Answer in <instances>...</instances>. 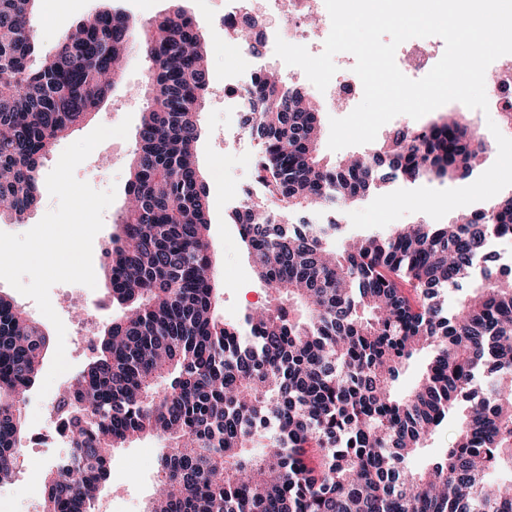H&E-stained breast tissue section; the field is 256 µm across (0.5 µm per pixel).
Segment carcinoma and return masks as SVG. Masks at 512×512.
Segmentation results:
<instances>
[{"mask_svg":"<svg viewBox=\"0 0 512 512\" xmlns=\"http://www.w3.org/2000/svg\"><path fill=\"white\" fill-rule=\"evenodd\" d=\"M37 0H0V217L36 208L38 172L55 142L100 106L134 50L148 59L147 106L130 158L128 205L105 252L124 313L64 386L69 468L44 477L43 512H86L112 482V452L162 442L145 512H512V273L487 278L456 312L441 292L470 275L487 236L512 234V196L451 226L409 224L329 249L276 223L265 202L233 214L253 271L270 291L242 326L217 314L209 187L197 162L209 90L207 47L175 5L134 35L102 10L33 64ZM307 91L265 72L245 125L262 141L257 178L288 206L352 203L393 178L461 179L486 142L462 118L397 128L379 149L329 165ZM42 324L0 294V482L13 478L19 407L48 348ZM429 349L417 384L406 362ZM465 400L448 447L417 464ZM430 357V351L423 350L407 362L397 383L399 391L406 392L414 386L416 380L426 368Z\"/></svg>","mask_w":512,"mask_h":512,"instance_id":"obj_1","label":"carcinoma"}]
</instances>
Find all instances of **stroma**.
<instances>
[{"mask_svg":"<svg viewBox=\"0 0 512 512\" xmlns=\"http://www.w3.org/2000/svg\"><path fill=\"white\" fill-rule=\"evenodd\" d=\"M180 6L199 25L211 54L210 92L199 114L201 136L198 142V161L210 189L209 240L215 257V275L221 290L220 309L228 322L242 321L256 305L265 303L267 290L253 273L248 252L243 244L237 224L224 208V197L233 193H248L255 181L252 162L260 149L254 135L245 134L237 146L224 143L225 129L243 128V111L233 110L225 100L224 80L246 72L252 62L275 69L279 59L272 52H261L258 60L239 56L236 48L225 43L219 27L224 13V0H39L31 16L39 55L52 54L62 36L80 20L91 17L102 8H111L127 14L136 21H145L172 8ZM148 74V64L139 54H131L125 72L111 89L107 99L89 120L74 133L58 141L44 161L40 173L48 175L57 164L62 151L97 126L113 127L124 117L140 121L146 106L142 89ZM458 112L466 124L488 145L484 167H491L498 154L496 140L487 126L482 111L471 109L458 101L439 107L420 119L399 115L392 119V126L421 128L435 120L437 115ZM135 146L134 137L110 138L99 144L90 156L75 170L78 180L87 182L99 191L115 189L114 202L104 211L102 230L93 241V267L97 284L88 288L81 284L59 283L50 290V300L66 327L65 353L71 365L70 373L60 375L56 386L66 384L71 374L79 373L91 360L93 352L89 341L81 339L79 324L81 313H93L94 332H101L118 308L112 303L106 286L103 269V250L113 232V220L125 201V190L130 177L129 160ZM370 197L353 204H327L295 208L285 212L289 224H328L336 222L339 231L330 240L333 248H340L345 240L360 236L354 228L350 212L366 207ZM160 443L156 438L145 437L132 441L112 454V470L119 479L117 486L105 489L100 501L106 512H143L144 506L155 489L157 457ZM50 452L45 448H22L15 468V482L19 491L15 497L18 512H29L33 498L43 494L44 463Z\"/></svg>","mask_w":512,"mask_h":512,"instance_id":"1","label":"stroma"}]
</instances>
